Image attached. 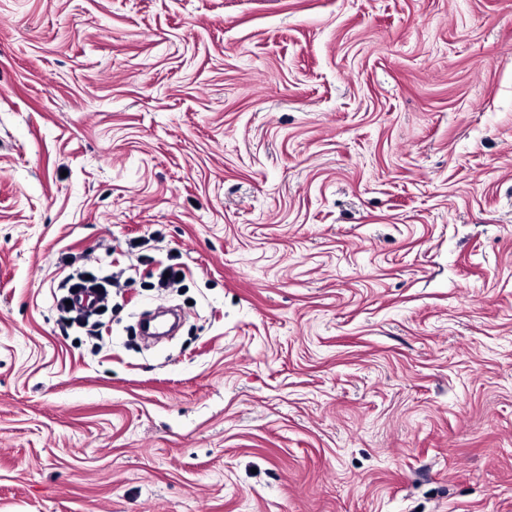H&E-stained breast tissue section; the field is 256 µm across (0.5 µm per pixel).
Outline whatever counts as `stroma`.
Segmentation results:
<instances>
[{
  "mask_svg": "<svg viewBox=\"0 0 512 512\" xmlns=\"http://www.w3.org/2000/svg\"><path fill=\"white\" fill-rule=\"evenodd\" d=\"M0 512H512V0H0ZM87 275H90V279H86ZM75 278L69 277L61 284L59 291L61 288H67V293L61 291L59 295L55 294L56 307L65 315L63 317L68 325L84 329L87 336H101L103 323H90L88 311L76 303V298L81 292H88L94 296L95 303L97 300L99 303L103 295L110 294L108 288L111 280L109 277H98L91 272H83L77 275V281L70 284ZM66 300L72 301V305H66Z\"/></svg>",
  "mask_w": 512,
  "mask_h": 512,
  "instance_id": "stroma-1",
  "label": "stroma"
}]
</instances>
